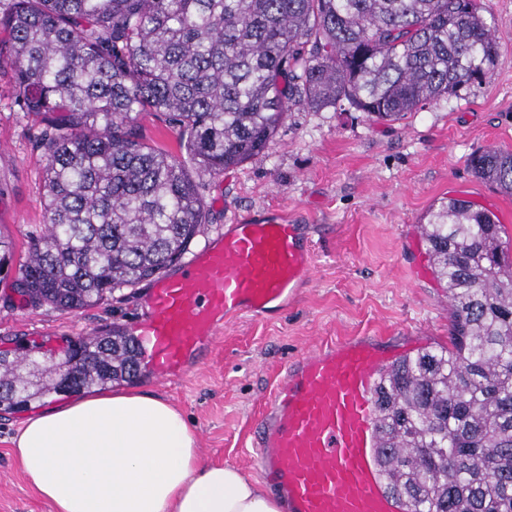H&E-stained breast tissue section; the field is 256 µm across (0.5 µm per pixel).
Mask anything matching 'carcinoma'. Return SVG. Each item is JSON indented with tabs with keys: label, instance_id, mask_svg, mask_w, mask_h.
Instances as JSON below:
<instances>
[{
	"label": "carcinoma",
	"instance_id": "1",
	"mask_svg": "<svg viewBox=\"0 0 512 512\" xmlns=\"http://www.w3.org/2000/svg\"><path fill=\"white\" fill-rule=\"evenodd\" d=\"M483 0H8L0 48L16 103L44 117L47 223L28 237L25 301L70 312L152 279L204 225L197 180L262 153L293 107L386 122L489 80ZM174 128L183 158L136 116ZM512 195V151L470 158ZM448 289L451 348L380 376L377 461L414 512H512V261L505 225L448 198L420 225ZM131 337L67 340L46 366L0 353V406L139 375Z\"/></svg>",
	"mask_w": 512,
	"mask_h": 512
}]
</instances>
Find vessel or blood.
<instances>
[{
	"label": "vessel or blood",
	"instance_id": "b4317fda",
	"mask_svg": "<svg viewBox=\"0 0 512 512\" xmlns=\"http://www.w3.org/2000/svg\"><path fill=\"white\" fill-rule=\"evenodd\" d=\"M313 268L298 225L225 226L223 235L156 279L134 331L156 379L182 376L229 316L287 304ZM397 354L365 337L299 357L279 379L256 436L258 468L288 512H410L377 465L375 388Z\"/></svg>",
	"mask_w": 512,
	"mask_h": 512
}]
</instances>
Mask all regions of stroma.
Wrapping results in <instances>:
<instances>
[{
    "mask_svg": "<svg viewBox=\"0 0 512 512\" xmlns=\"http://www.w3.org/2000/svg\"><path fill=\"white\" fill-rule=\"evenodd\" d=\"M497 42L491 80L387 125L364 113L297 106L266 150L205 177L201 249L225 225L282 217L304 225L314 271L285 308L225 323L219 343L186 375L155 379L141 368L136 388L177 406L203 459L251 478L253 433L277 379L303 352L349 336H382L416 354L447 345L448 291L433 274L419 226L434 203L459 197L493 211L512 235V196L479 179L469 158L512 150V0H484ZM42 117L15 102L12 70L0 64V235L14 245L0 274V352L54 353L70 336L116 327L133 335L149 282L72 313L27 305L15 289L28 236L45 223ZM22 410H0V512H50L11 453Z\"/></svg>",
    "mask_w": 512,
    "mask_h": 512,
    "instance_id": "1",
    "label": "stroma"
}]
</instances>
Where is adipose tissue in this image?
Wrapping results in <instances>:
<instances>
[{
	"mask_svg": "<svg viewBox=\"0 0 512 512\" xmlns=\"http://www.w3.org/2000/svg\"><path fill=\"white\" fill-rule=\"evenodd\" d=\"M12 454L51 512H282L259 482L203 460L183 413L136 389L26 413Z\"/></svg>",
	"mask_w": 512,
	"mask_h": 512,
	"instance_id": "adipose-tissue-1",
	"label": "adipose tissue"
}]
</instances>
